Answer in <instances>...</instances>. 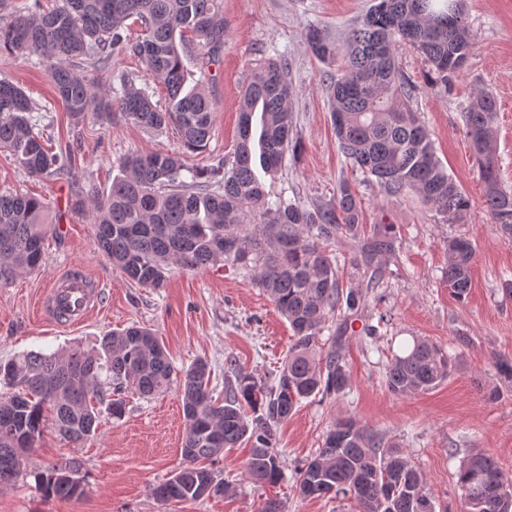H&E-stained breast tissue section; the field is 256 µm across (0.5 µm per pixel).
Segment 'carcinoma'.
<instances>
[{
  "label": "carcinoma",
  "instance_id": "cac0c4a2",
  "mask_svg": "<svg viewBox=\"0 0 512 512\" xmlns=\"http://www.w3.org/2000/svg\"><path fill=\"white\" fill-rule=\"evenodd\" d=\"M141 34H129L127 21ZM202 46L224 44V20L216 0H59L50 9L19 7L0 24V51L46 60L55 95L74 123L92 112L103 122L130 121L147 132L178 129L183 146L204 151L211 138L214 102L189 79L181 48L186 35ZM312 55L322 62L343 56L340 73L329 77L332 123L341 153L364 176L392 197L418 194L450 224L461 223L472 203L437 157L425 125L410 104L411 89L400 81L396 47L404 42L431 66L434 81L448 86L461 73L474 42L460 0H377L343 44L320 29L305 33ZM89 55L99 62L135 56L146 75L163 84L165 101L125 74L121 92L93 86L76 71L73 59ZM289 65L284 57L260 65L244 86L239 105L238 143L233 156L206 172L185 166L178 152L133 154L117 161L119 174L108 192L92 193L75 208L92 214L98 248L126 280L145 287L164 286L177 266L200 270L228 265L257 271V285L286 317L293 332L285 362L270 385L231 367L224 397L211 388V369L198 361L177 373L156 332L133 325L105 334L98 346L62 353L28 351L0 364V485L20 469L8 465L24 455L53 427L70 442L96 432L99 406L122 417L127 391L141 396L163 393L178 383L186 418L181 479L152 489L164 503L200 500L203 482L213 478L214 461L227 448L250 447L247 477L276 484L281 466L275 436L304 399L338 396L348 386L341 354L350 316L364 301L359 289L344 288L338 260L328 250L339 236L358 235L360 205L348 182L336 200L307 208L283 199L272 203L257 170L279 171L293 142L289 106ZM33 103L13 81L0 78V148L31 176L76 170L71 151H52L35 130ZM497 101L474 92L465 112L466 134L483 182L484 208L512 239V189L500 179L494 151ZM50 224L41 200L23 193H0V283L37 269L43 261ZM394 225L375 224L353 259L371 285L383 278L385 260L396 251ZM474 247L466 237L448 239L443 279L462 301L471 288ZM336 320L327 351L319 346L326 323ZM448 354L420 336L386 368L391 392H428L451 373ZM76 468L65 460L34 475L45 498L78 499L64 475ZM424 476L378 433L351 419L340 420L324 437L318 454L299 470L304 497H351L358 512H435L424 490ZM464 512H512V483L488 455L476 452L457 471Z\"/></svg>",
  "mask_w": 512,
  "mask_h": 512
}]
</instances>
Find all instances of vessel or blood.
Instances as JSON below:
<instances>
[{
  "label": "vessel or blood",
  "instance_id": "vessel-or-blood-1",
  "mask_svg": "<svg viewBox=\"0 0 512 512\" xmlns=\"http://www.w3.org/2000/svg\"><path fill=\"white\" fill-rule=\"evenodd\" d=\"M101 295V287L91 286L84 274L71 267L56 277L47 306L56 324L74 325L96 308Z\"/></svg>",
  "mask_w": 512,
  "mask_h": 512
}]
</instances>
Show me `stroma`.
Wrapping results in <instances>:
<instances>
[{"mask_svg": "<svg viewBox=\"0 0 512 512\" xmlns=\"http://www.w3.org/2000/svg\"><path fill=\"white\" fill-rule=\"evenodd\" d=\"M374 2L217 0L224 20L223 47L212 52L194 41L184 46L191 83L203 85L216 106L206 152L183 151L188 166L206 168L233 153L242 88L259 62L282 55L290 67V103L300 147L287 154L275 178L266 179L267 191L310 207L333 203L345 180L360 202L361 233H369L375 224L395 228L398 250L375 288L351 264L356 238L341 237L330 245L340 256L341 282L365 296L342 348L347 394L303 400L279 427L282 477L277 484L250 482L245 474L249 450L234 448L214 464L231 486L229 496L171 505L158 502L152 489L183 463L186 421L180 397L173 388L147 398L127 394L124 416H103L86 442L70 443L45 432L28 454L22 474L0 486V512H260L269 499L280 501L283 512H356L352 498H303L296 484L298 469L314 457L326 431L346 418L379 433L421 469L436 512H462L456 473L461 460L474 452L489 455L512 478V380L495 367L496 359H512V297L501 286L503 272H512V240L501 235L483 209L482 183L464 124L473 92L493 94L499 107L494 148L500 178L512 187V0H463L475 50L449 87L434 84L429 65L413 47L402 43L396 49L400 70L414 87L413 108L448 174L472 201L462 224L445 223L417 195L387 196L338 149L327 89V76L337 66L316 59L303 34L314 26L343 42ZM73 65L103 86L118 71L147 82L135 57L114 58L105 70L89 57ZM0 77L20 85L32 99L34 118L52 145L76 137L82 147L77 175L43 177L29 176L0 149V192L41 199L55 227L47 235L41 268L0 285V363L31 350L51 353L91 346L112 330L140 325L156 331L177 370L207 361L216 390H223L224 373L232 363L272 381L288 353L291 330L253 274L221 265L197 271L176 268L163 288L137 286L113 270L96 245L90 214L74 207L89 192L111 185L119 157L182 151L178 131L149 134L128 121L108 127L91 114L73 125L55 96L46 62L35 55L0 52ZM459 235L475 247L471 289L461 302L442 278L448 240ZM70 267L81 268L102 284L104 296L82 324L65 327L50 321L42 305L54 277ZM368 324L379 329L376 341L363 333ZM416 336L448 351L454 368L429 392L394 395L385 382L386 365ZM63 458L79 463L85 493L72 500L43 499L34 474Z\"/></svg>", "mask_w": 512, "mask_h": 512, "instance_id": "35a3bbf8", "label": "stroma"}]
</instances>
